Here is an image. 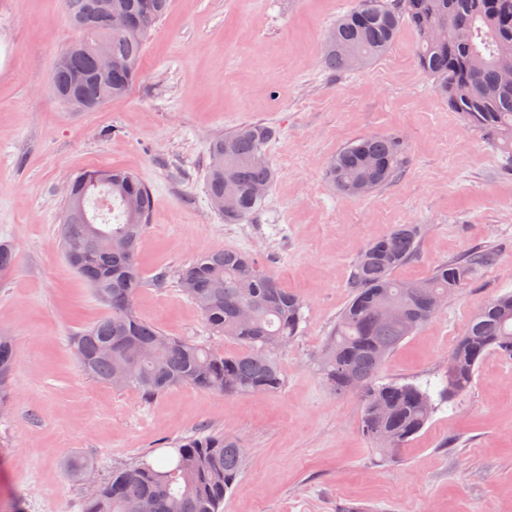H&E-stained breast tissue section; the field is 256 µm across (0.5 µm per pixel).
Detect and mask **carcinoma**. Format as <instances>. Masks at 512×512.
Here are the masks:
<instances>
[{
	"label": "carcinoma",
	"instance_id": "carcinoma-1",
	"mask_svg": "<svg viewBox=\"0 0 512 512\" xmlns=\"http://www.w3.org/2000/svg\"><path fill=\"white\" fill-rule=\"evenodd\" d=\"M81 38L58 55L50 83L55 97L76 111L95 112L126 96L136 84L146 45L165 16L170 0H62ZM126 26L113 29L112 17ZM410 26L417 36V64L433 79L437 94L466 123L489 136L512 169V0H355L324 38V65L330 71L363 68L390 49L397 31ZM112 71L100 76L101 52ZM276 128L253 123L213 139L204 184L211 205L227 224L264 207L274 170L265 146ZM397 135L372 134L342 147L330 160L327 177L349 197L390 183L403 163ZM63 196L61 242L68 264L89 284L108 314L70 337L77 358L96 381L113 384L129 370L123 389L154 397L191 385L224 394L274 393L282 387L275 352L291 341L303 321V300L283 288L249 254L218 250L183 266V292L197 305L209 331L234 340L228 354L163 333L141 318L133 300L142 286L138 248L149 225L152 195L140 176L116 168H92L69 178ZM101 235L117 242L98 247ZM415 224H397L367 243L353 272V293L336 322L321 361L322 374L340 394L358 398L362 432L378 450L392 455L404 448L437 410L430 391L415 384L378 383L387 359L410 335L440 311L436 300L458 293L473 272L496 263L486 248L439 265L419 281L395 271L417 254ZM246 302L252 317L240 318ZM141 353L130 363L124 345ZM491 352L512 360V292L499 295L466 324L448 352L452 370L443 376L439 401L449 402L474 384L476 371ZM16 359L15 339L0 335V411L9 407L8 381ZM245 463L241 443L221 434L198 433L154 464L142 460L112 471L110 479L83 492V512H135L148 498L155 512H222L225 495ZM90 462L73 457L66 473L83 480Z\"/></svg>",
	"mask_w": 512,
	"mask_h": 512
}]
</instances>
